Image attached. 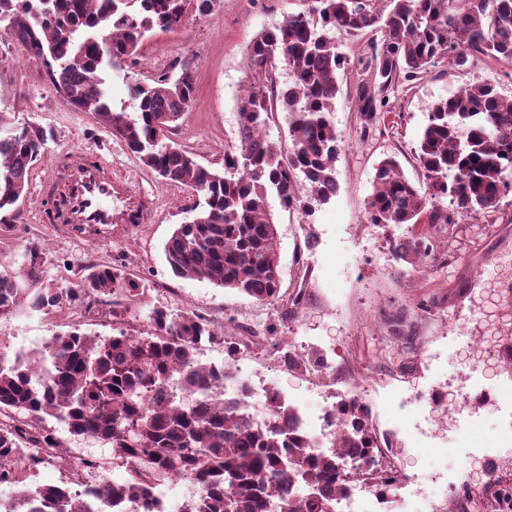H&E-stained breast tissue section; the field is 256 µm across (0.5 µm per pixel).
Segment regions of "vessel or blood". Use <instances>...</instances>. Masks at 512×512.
I'll return each instance as SVG.
<instances>
[{
  "instance_id": "obj_1",
  "label": "vessel or blood",
  "mask_w": 512,
  "mask_h": 512,
  "mask_svg": "<svg viewBox=\"0 0 512 512\" xmlns=\"http://www.w3.org/2000/svg\"><path fill=\"white\" fill-rule=\"evenodd\" d=\"M78 176L68 195L70 223L101 230L114 224H139L144 219L138 198L123 180L106 176L105 162L76 152L70 158Z\"/></svg>"
}]
</instances>
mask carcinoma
Returning <instances> with one entry per match:
<instances>
[{
	"instance_id": "carcinoma-1",
	"label": "carcinoma",
	"mask_w": 512,
	"mask_h": 512,
	"mask_svg": "<svg viewBox=\"0 0 512 512\" xmlns=\"http://www.w3.org/2000/svg\"><path fill=\"white\" fill-rule=\"evenodd\" d=\"M307 7L279 26L257 34L247 46L252 77L238 115V144L224 151L220 168L200 164L166 142L196 98L192 67L176 79L160 75L130 86L137 102L131 118L114 112L106 75L138 55L146 34L173 31L199 15L212 0H0L6 21L46 77L75 109L92 112L142 165L160 177L202 195L201 210L178 225L163 246L176 277H199L235 289L261 303H281L275 196L285 208L310 211L336 194L340 152L330 119L340 92L337 75L350 67L336 34L367 39L366 77L355 81L352 99L368 126L388 111L390 93L420 79L450 59L470 67L486 59L512 61V0H304ZM288 67L291 84L278 88L277 63ZM288 114L291 146L284 153L266 136L273 112ZM46 134L34 126H12L0 113V233L14 229L32 169L41 160ZM422 181L407 179L388 157L375 168L366 208L369 224H426L394 248L422 261L440 248L437 224L496 212L512 191V98L475 82L436 102L415 149ZM43 249L33 242L21 273L0 272V318L24 301L49 311L62 295L40 285ZM139 292V285L112 266H93L74 301L87 294ZM155 332L133 337L120 331L102 339L78 331L57 336L41 351L8 360L0 353V483L19 484L3 462L25 441L33 452L59 447L38 423L52 417L74 436L112 445L122 462L145 454L155 468L188 479L196 494L179 512H335L328 485L345 497L336 455L315 458L292 431L291 411L259 424L236 399L224 398L228 369L215 375L197 358L204 341L216 338L192 311H152ZM346 420L340 435L362 449L361 468L372 471L369 444L376 432L368 410L350 401L338 407ZM132 512H152L146 479L138 473L105 487ZM46 512H86L80 495L65 487L42 490Z\"/></svg>"
}]
</instances>
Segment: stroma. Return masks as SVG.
Segmentation results:
<instances>
[{
  "label": "stroma",
  "mask_w": 512,
  "mask_h": 512,
  "mask_svg": "<svg viewBox=\"0 0 512 512\" xmlns=\"http://www.w3.org/2000/svg\"><path fill=\"white\" fill-rule=\"evenodd\" d=\"M304 8L303 0H220L209 15L190 18L182 30L154 32L143 42L136 62L109 77L113 111L135 116L129 83L163 73L175 77L182 63H191L196 100L178 120L171 139L200 163L217 165L225 148L237 142L238 112L250 81L247 45L260 31ZM337 41L354 60L339 76L331 115L342 145L336 161L338 191L328 203L314 205L308 217L284 209L278 199L270 201L281 293L305 291L301 308L289 315L282 305L256 302L202 278L172 275L163 245L177 225L192 217L197 196L142 167L93 113L76 111L46 78L45 65L32 62L11 29L0 25V113L9 122L34 124L47 133L44 159L30 178L16 227L0 235V271H21L29 241L37 240L45 248L40 271L45 286L67 294L78 288L92 265L122 269L139 285L134 298L89 295L51 311L21 305L0 319V353L11 358L39 350L75 327L91 336H107L118 328L145 336L154 330L151 315L157 307L192 310L228 336L274 327L283 344L307 359L318 353L320 344L330 345L336 350V374L319 382L279 368L265 358L261 345L254 348L255 358H241L240 364L251 383L282 389L295 402L315 408L344 392L350 361H368L371 385L364 389V398L378 408V428L388 432L396 455L417 478L415 492L397 490L390 512H437L448 496L449 481L472 476L465 462L467 447L488 442L512 424V370L502 365L496 371L495 381L506 393L501 409L478 410L456 428L431 425L427 410L408 413L398 398L434 385L468 384L470 369L448 359V338L462 322L476 330L469 316L484 289L512 277V192L501 198L492 220L468 217L437 225L438 255L421 264L398 259L389 244L390 239L407 237V226L384 231L367 224L365 204L382 158L395 157L406 178L420 179L414 151L433 104L478 81L512 96V63L487 60L459 68L439 62L421 79L396 89L390 112L366 129L350 96L361 70L356 59L363 44L343 35ZM77 150L103 157L106 175L129 184L146 205L145 223L112 225L99 240L47 218V203L64 186L68 159ZM398 320L412 332L413 346L390 342ZM43 426L60 447L98 459L99 478L126 480V470L109 444L74 436L52 418Z\"/></svg>",
  "instance_id": "1"
}]
</instances>
